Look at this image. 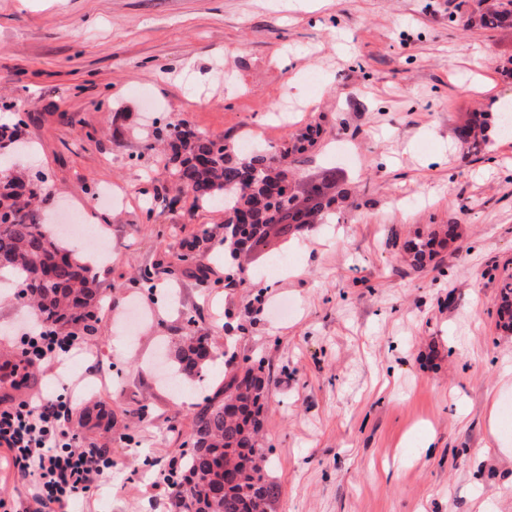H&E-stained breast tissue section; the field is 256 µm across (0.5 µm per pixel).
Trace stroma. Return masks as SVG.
<instances>
[{
  "mask_svg": "<svg viewBox=\"0 0 512 512\" xmlns=\"http://www.w3.org/2000/svg\"><path fill=\"white\" fill-rule=\"evenodd\" d=\"M491 2L0 0V122L23 118L31 145L15 163L47 179L56 222L78 212L65 246L106 254L98 331L65 367L81 379L71 427L95 403L117 415L81 434L112 469L61 512H172L151 484L224 377L219 359L178 389L160 379L159 344L190 329L270 365L259 446L276 512H512V333L494 304L512 273V129L476 156L456 139L467 113L512 109V29L479 24ZM178 123L262 151L320 125L289 179L332 169L346 198L330 223L242 252V287L203 251L208 282L187 269L144 288L141 269L225 219L175 195L148 148ZM107 187L122 206L98 200ZM451 221L424 268L402 259ZM36 321L0 292V352Z\"/></svg>",
  "mask_w": 512,
  "mask_h": 512,
  "instance_id": "1",
  "label": "stroma"
}]
</instances>
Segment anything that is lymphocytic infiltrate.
<instances>
[{
    "label": "lymphocytic infiltrate",
    "mask_w": 512,
    "mask_h": 512,
    "mask_svg": "<svg viewBox=\"0 0 512 512\" xmlns=\"http://www.w3.org/2000/svg\"><path fill=\"white\" fill-rule=\"evenodd\" d=\"M32 363L60 368L83 348L75 336L37 326L19 338ZM73 388L52 399L0 398V451L10 462L12 479L26 487L36 512H59L67 502L92 495L98 477L112 467L110 451L85 443L70 427Z\"/></svg>",
    "instance_id": "1"
}]
</instances>
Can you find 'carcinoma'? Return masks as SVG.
<instances>
[{
	"instance_id": "carcinoma-1",
	"label": "carcinoma",
	"mask_w": 512,
	"mask_h": 512,
	"mask_svg": "<svg viewBox=\"0 0 512 512\" xmlns=\"http://www.w3.org/2000/svg\"><path fill=\"white\" fill-rule=\"evenodd\" d=\"M485 28L512 27V0H498L496 7L481 15ZM489 117L485 112L469 115L464 129L469 135L459 139L463 151L478 155L488 144ZM171 177L179 191L193 196L203 206L224 202V237L206 229L184 246L186 252L173 255L170 267H181L189 253L209 243L220 248L232 239L246 248L262 245L268 228L288 225L295 232L317 224L329 213L333 198L327 185L335 171L323 173L303 195L288 182V170L272 162L269 155L253 151L238 158L222 136H206L181 123L166 129ZM24 145L21 123H0V211L9 221L0 222V258L21 274L16 299L30 305L49 328L64 335L82 331L96 333L101 292L96 276L81 258L62 248L50 229L48 213L41 202L50 195L46 182L33 180L15 168L13 157ZM458 225L443 224L426 237L406 240L401 245L413 266L423 267L448 246V237H457ZM0 264V270L5 267ZM248 277L242 268L228 267L224 287L237 288ZM497 324L512 330V275L502 277L497 298ZM205 337L189 335L176 347V371L171 376L200 373L218 355L204 346ZM35 380L33 364L17 354L0 367V387L17 390ZM266 394L252 391L247 378L235 364V353L224 351V381L212 396L195 406L186 440L196 448L182 453L181 481L172 497L174 512H275L280 487L266 479L263 457L257 448L263 427ZM239 403L235 412L224 402ZM83 419L94 427L112 430L116 422L112 409L91 408Z\"/></svg>"
}]
</instances>
